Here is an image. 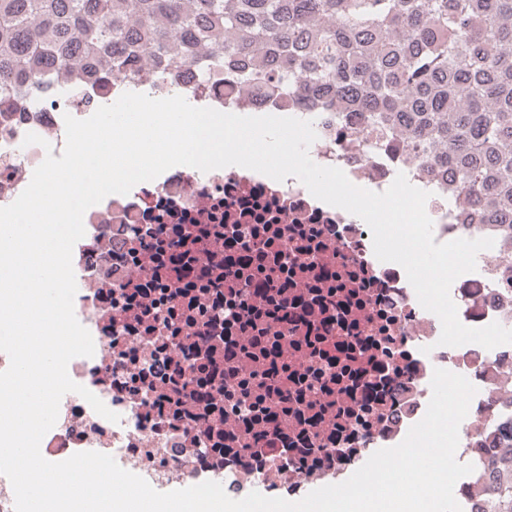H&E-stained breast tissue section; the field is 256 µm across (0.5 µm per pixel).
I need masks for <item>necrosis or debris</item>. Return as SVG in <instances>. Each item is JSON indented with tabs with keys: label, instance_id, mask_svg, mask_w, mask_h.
I'll return each instance as SVG.
<instances>
[{
	"label": "necrosis or debris",
	"instance_id": "4bbe7bcc",
	"mask_svg": "<svg viewBox=\"0 0 512 512\" xmlns=\"http://www.w3.org/2000/svg\"><path fill=\"white\" fill-rule=\"evenodd\" d=\"M60 83L94 98L129 88L156 99L181 95L222 112L312 119L321 104L260 101L220 72L195 75L177 51L165 64L138 65L108 86L69 68ZM43 145L25 144L27 133ZM309 148L321 166L384 192L397 173L429 192L436 242L477 238L448 218L461 205L455 182L392 140L378 147L336 126H316ZM65 123L57 107L0 112V207L11 204L46 155L60 157ZM73 248L74 312L95 352L68 364L119 422L85 400L62 397L40 445L51 462L84 448L122 456L153 485L208 471L207 430L224 429V484L241 494L343 482L377 450L403 441L426 413L438 368L477 389L459 427L456 459L471 463L498 447L500 395L512 392V348L439 345L440 319L425 310L404 269L379 261L359 217L316 199L297 178L275 181L240 167L201 172L186 166L112 194L84 214ZM477 269L450 290L460 321L512 326L504 274L512 242L495 243ZM223 389L222 411L189 400ZM260 438L261 455L243 439Z\"/></svg>",
	"mask_w": 512,
	"mask_h": 512
}]
</instances>
